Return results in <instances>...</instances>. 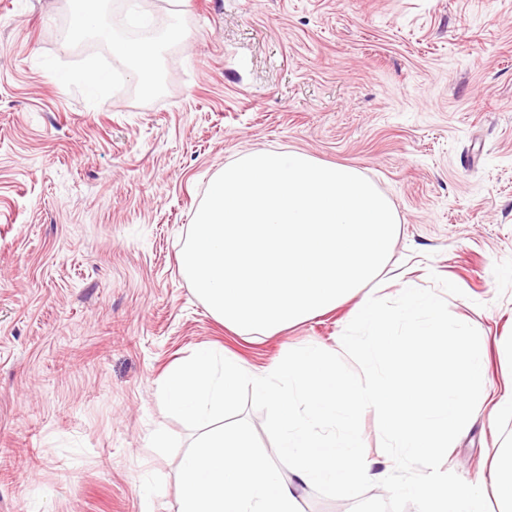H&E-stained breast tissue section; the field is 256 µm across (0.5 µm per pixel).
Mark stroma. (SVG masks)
<instances>
[{"instance_id": "obj_1", "label": "stroma", "mask_w": 512, "mask_h": 512, "mask_svg": "<svg viewBox=\"0 0 512 512\" xmlns=\"http://www.w3.org/2000/svg\"><path fill=\"white\" fill-rule=\"evenodd\" d=\"M183 43L156 89L105 96L110 48L61 37L71 0H0V512H175L192 432L157 382L202 344L255 370L335 346L349 305L241 336L179 258L213 175L255 150L354 168L397 210L392 265L458 285L451 314L501 393L512 339V0H164ZM165 435L154 444L155 431ZM490 405L443 468L471 480Z\"/></svg>"}]
</instances>
